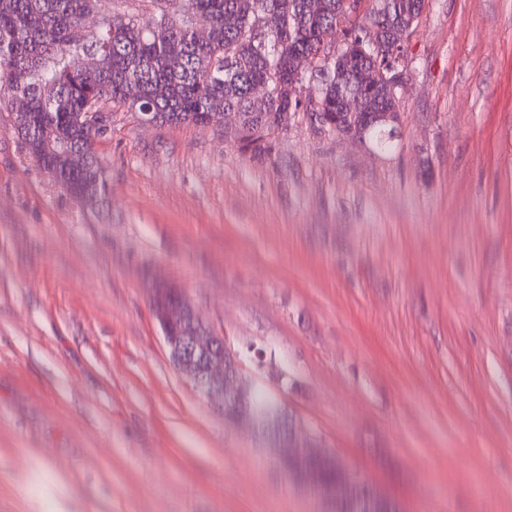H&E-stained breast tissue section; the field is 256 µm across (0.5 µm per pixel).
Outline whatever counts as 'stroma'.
<instances>
[{
	"label": "stroma",
	"instance_id": "1",
	"mask_svg": "<svg viewBox=\"0 0 512 512\" xmlns=\"http://www.w3.org/2000/svg\"><path fill=\"white\" fill-rule=\"evenodd\" d=\"M404 48L396 148L118 108L96 206L0 111V512H327L172 367L151 275L396 512H512V0H429Z\"/></svg>",
	"mask_w": 512,
	"mask_h": 512
}]
</instances>
